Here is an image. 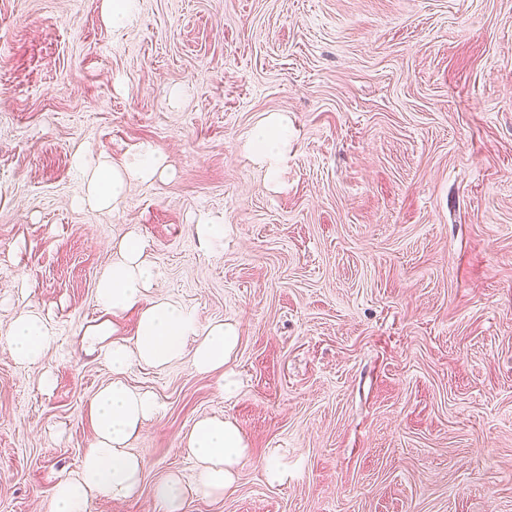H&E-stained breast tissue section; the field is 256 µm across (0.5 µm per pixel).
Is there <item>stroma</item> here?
Instances as JSON below:
<instances>
[{
	"instance_id": "obj_1",
	"label": "stroma",
	"mask_w": 512,
	"mask_h": 512,
	"mask_svg": "<svg viewBox=\"0 0 512 512\" xmlns=\"http://www.w3.org/2000/svg\"><path fill=\"white\" fill-rule=\"evenodd\" d=\"M274 114L271 182L245 142ZM144 142L167 177L73 206L75 150ZM212 215L220 247L196 233ZM132 229L154 295L238 323L242 388L225 399L186 360L128 371L163 405L131 442L143 482L89 512H160L171 475L192 488L205 416L250 455L231 494L183 512H512V0H135L119 28L101 0H0V331L25 304L56 331L33 366L0 342V512H45L79 469L112 374L78 339Z\"/></svg>"
}]
</instances>
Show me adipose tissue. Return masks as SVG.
Returning <instances> with one entry per match:
<instances>
[{"instance_id":"ef3b65f1","label":"adipose tissue","mask_w":512,"mask_h":512,"mask_svg":"<svg viewBox=\"0 0 512 512\" xmlns=\"http://www.w3.org/2000/svg\"><path fill=\"white\" fill-rule=\"evenodd\" d=\"M247 146L269 178H277L288 152L287 118L271 117L255 126ZM73 167L82 181L77 205L107 209L132 186L161 177L167 168V156L145 143L124 162L115 164L86 147L75 153ZM116 249L118 259L101 271L95 288L107 317L86 327L80 337L81 348L95 354L111 370L112 381L88 402L93 438L78 473L58 478L48 512H88L97 497L126 498L138 490L144 465L129 450L128 443L145 420L159 414L161 406L152 394L125 381L132 367L162 369L187 359L197 372L218 375L225 398L235 397L241 388L230 367L238 345L236 324L221 320L202 328L181 305L151 298L150 292L163 272L149 260L147 245L136 233L122 238ZM132 309L137 310L138 320L135 338L129 343L117 337L113 321ZM0 337L16 363L34 364L46 356L55 340V329L47 317L23 311ZM186 445L201 464L194 490L206 496L229 492L249 457L248 444L238 425L221 417L196 421Z\"/></svg>"}]
</instances>
